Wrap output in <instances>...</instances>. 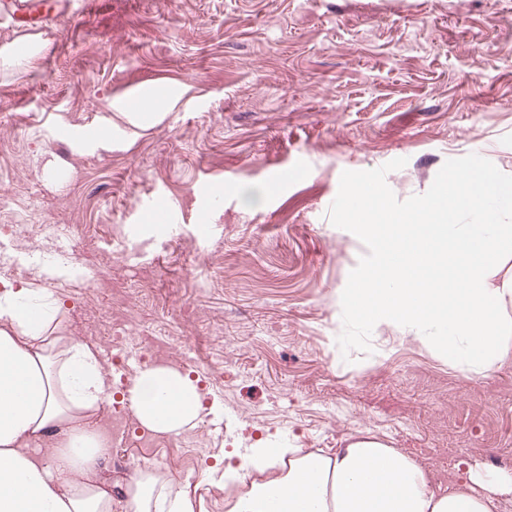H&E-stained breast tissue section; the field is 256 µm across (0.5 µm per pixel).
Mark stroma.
I'll return each instance as SVG.
<instances>
[{
  "instance_id": "35a3bbf8",
  "label": "stroma",
  "mask_w": 512,
  "mask_h": 512,
  "mask_svg": "<svg viewBox=\"0 0 512 512\" xmlns=\"http://www.w3.org/2000/svg\"><path fill=\"white\" fill-rule=\"evenodd\" d=\"M50 3L31 23L0 7L1 46L35 22L47 43L0 66V224L15 227L0 278L39 270L103 364L115 329L191 353L202 416L223 411L228 431L185 435L165 479L224 512L225 453L327 455L362 432L444 487L462 460L512 471V353L471 374L382 325L371 353L342 355L341 294L367 248L328 215L342 172L397 158L401 200L470 153L512 175V0ZM139 90L156 95L146 124L123 107ZM89 122L110 148L77 138ZM159 201L172 224L149 222ZM153 468L150 449L113 447L103 475Z\"/></svg>"
}]
</instances>
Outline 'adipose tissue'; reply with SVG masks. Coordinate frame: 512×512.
<instances>
[{
    "instance_id": "adipose-tissue-1",
    "label": "adipose tissue",
    "mask_w": 512,
    "mask_h": 512,
    "mask_svg": "<svg viewBox=\"0 0 512 512\" xmlns=\"http://www.w3.org/2000/svg\"><path fill=\"white\" fill-rule=\"evenodd\" d=\"M59 297L37 281L0 284V512H113L99 476L107 450L92 419L120 400L139 425L165 434L195 428L204 395L189 374L147 367L114 394L96 351L67 333ZM256 478L226 512H498L512 471L465 463L456 483L432 485L419 464L373 436L331 455L256 448L238 467ZM122 494L128 512H195L184 489L137 473Z\"/></svg>"
}]
</instances>
